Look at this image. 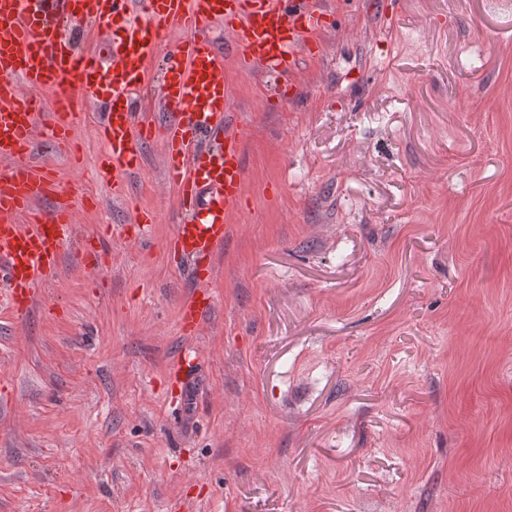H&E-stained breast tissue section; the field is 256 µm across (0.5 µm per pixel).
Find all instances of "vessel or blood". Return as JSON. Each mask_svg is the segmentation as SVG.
<instances>
[{
	"label": "vessel or blood",
	"mask_w": 512,
	"mask_h": 512,
	"mask_svg": "<svg viewBox=\"0 0 512 512\" xmlns=\"http://www.w3.org/2000/svg\"><path fill=\"white\" fill-rule=\"evenodd\" d=\"M331 14L326 0H0V305L24 319L39 288L57 273L64 245L88 259L90 240L74 238V206L45 167L34 164V135L70 140L75 117L90 101L103 108L97 127L106 151L99 166L112 192H125L142 148L161 143L168 180L177 188L181 216L172 248L193 264L196 286L180 304V322L194 333L211 313V259L229 238L231 213L242 202L246 169L244 124L227 106L226 59L210 30L223 25L232 48L250 69L294 72L317 43ZM80 26H112V63L78 51L59 31L60 19ZM178 31L182 39L164 44ZM163 54L159 96L165 121L136 118L135 92L144 65ZM48 202L40 210L38 202Z\"/></svg>",
	"instance_id": "1"
}]
</instances>
